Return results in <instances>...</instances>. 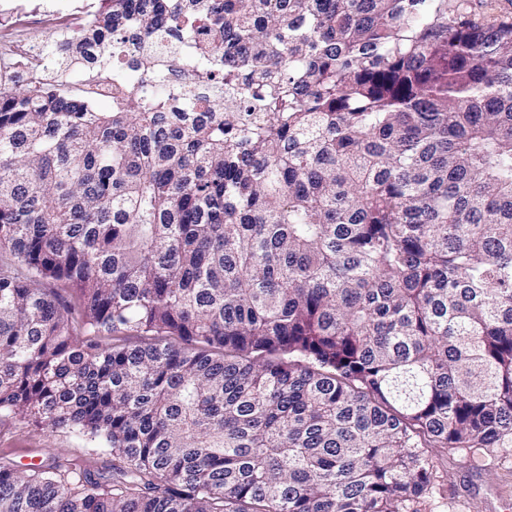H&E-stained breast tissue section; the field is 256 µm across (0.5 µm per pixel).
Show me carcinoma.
Returning a JSON list of instances; mask_svg holds the SVG:
<instances>
[{
  "label": "carcinoma",
  "instance_id": "carcinoma-1",
  "mask_svg": "<svg viewBox=\"0 0 512 512\" xmlns=\"http://www.w3.org/2000/svg\"><path fill=\"white\" fill-rule=\"evenodd\" d=\"M0 69V512H410L512 448V18L494 0H112ZM127 57L112 111L64 87ZM54 460L78 463L98 473H112V452L72 431H47L19 419L0 418V461L19 468L51 464Z\"/></svg>",
  "mask_w": 512,
  "mask_h": 512
}]
</instances>
